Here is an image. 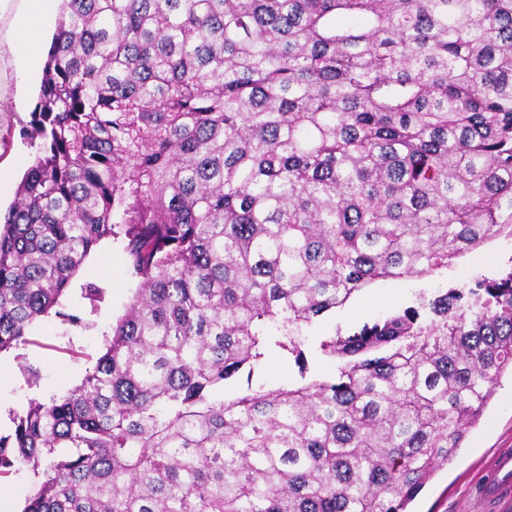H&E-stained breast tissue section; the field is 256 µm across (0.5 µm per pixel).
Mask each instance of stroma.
I'll use <instances>...</instances> for the list:
<instances>
[{"mask_svg":"<svg viewBox=\"0 0 512 512\" xmlns=\"http://www.w3.org/2000/svg\"><path fill=\"white\" fill-rule=\"evenodd\" d=\"M39 85L18 88L11 65L0 66V208L14 200L23 174L31 165L36 145L25 134L30 114L39 101ZM512 268V240L499 238L455 259L447 268L423 278L380 280L355 293L342 307L316 319L306 332L308 376L329 378L335 362L320 353V341L347 334L386 316L417 306L420 297H433L440 288H464L474 279L494 278ZM102 289L99 301L81 293L87 284ZM138 286L127 266L120 243L103 239L72 278L59 314L42 317L32 327L26 345L0 355V432L11 428L10 413H23L31 401H49L79 386L104 352L111 327L123 316ZM75 315L79 324L64 322ZM293 357L273 354L251 379L224 387L231 400L248 383L275 389L299 381ZM512 454V376L503 375L478 423L462 448L439 469L409 505V512H512V502L483 499L481 491L500 455Z\"/></svg>","mask_w":512,"mask_h":512,"instance_id":"35a3bbf8","label":"stroma"}]
</instances>
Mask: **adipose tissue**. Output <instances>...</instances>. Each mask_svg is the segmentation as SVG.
I'll list each match as a JSON object with an SVG mask.
<instances>
[{
    "instance_id": "obj_1",
    "label": "adipose tissue",
    "mask_w": 512,
    "mask_h": 512,
    "mask_svg": "<svg viewBox=\"0 0 512 512\" xmlns=\"http://www.w3.org/2000/svg\"><path fill=\"white\" fill-rule=\"evenodd\" d=\"M61 0H21L9 25L6 40L0 41V58L11 57L19 66V77H27L42 63L43 44L41 30L54 15Z\"/></svg>"
}]
</instances>
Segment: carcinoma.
Here are the masks:
<instances>
[{"mask_svg": "<svg viewBox=\"0 0 512 512\" xmlns=\"http://www.w3.org/2000/svg\"><path fill=\"white\" fill-rule=\"evenodd\" d=\"M0 216V353L104 238L139 278L0 434L22 512H407L512 372V268L320 342L378 280L512 238V0H63ZM300 381L298 367L293 357L273 354L267 363L256 370L252 376V384L262 383L267 389H275Z\"/></svg>", "mask_w": 512, "mask_h": 512, "instance_id": "carcinoma-1", "label": "carcinoma"}]
</instances>
